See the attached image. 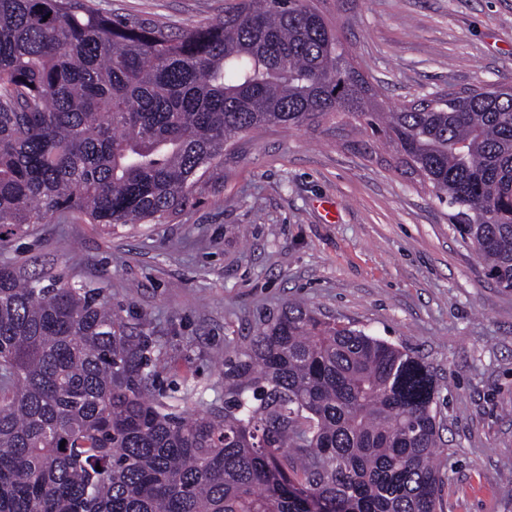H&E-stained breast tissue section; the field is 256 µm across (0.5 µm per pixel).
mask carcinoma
Returning a JSON list of instances; mask_svg holds the SVG:
<instances>
[{
    "instance_id": "obj_1",
    "label": "carcinoma",
    "mask_w": 512,
    "mask_h": 512,
    "mask_svg": "<svg viewBox=\"0 0 512 512\" xmlns=\"http://www.w3.org/2000/svg\"><path fill=\"white\" fill-rule=\"evenodd\" d=\"M376 97L313 0L181 29L0 0V227L158 224L237 135L334 118L390 146L512 288V88ZM153 347L104 286L0 266V512H442L434 381L398 347L288 303L224 357V406L191 415Z\"/></svg>"
}]
</instances>
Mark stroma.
I'll return each mask as SVG.
<instances>
[{
    "label": "stroma",
    "mask_w": 512,
    "mask_h": 512,
    "mask_svg": "<svg viewBox=\"0 0 512 512\" xmlns=\"http://www.w3.org/2000/svg\"><path fill=\"white\" fill-rule=\"evenodd\" d=\"M226 0H99L177 27ZM381 109L512 86V0H315ZM450 210L371 132L326 122L238 135L208 184L159 224L68 213L0 240V265L104 283L158 347L181 410L224 402V354L295 301L407 350L436 385L443 512H512V289L491 279Z\"/></svg>",
    "instance_id": "35a3bbf8"
}]
</instances>
